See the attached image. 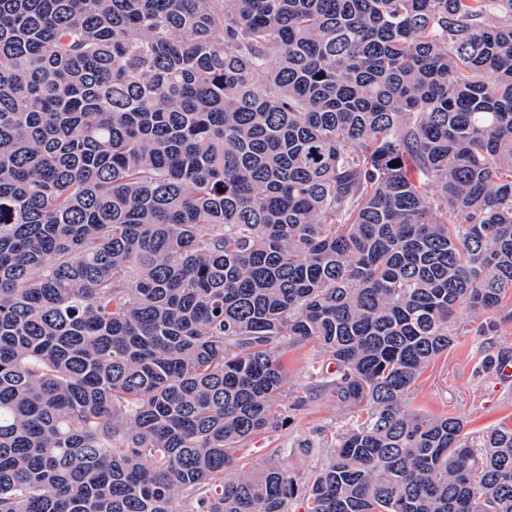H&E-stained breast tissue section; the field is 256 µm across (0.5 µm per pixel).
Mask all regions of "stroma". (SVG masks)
I'll list each match as a JSON object with an SVG mask.
<instances>
[{
    "instance_id": "obj_1",
    "label": "stroma",
    "mask_w": 512,
    "mask_h": 512,
    "mask_svg": "<svg viewBox=\"0 0 512 512\" xmlns=\"http://www.w3.org/2000/svg\"><path fill=\"white\" fill-rule=\"evenodd\" d=\"M453 324L457 332L453 346L411 388L409 408L462 418L473 433L512 420V378L482 367L487 354L502 348L512 351V318L500 314L494 330L485 336L468 310H458ZM316 356L309 343L289 348L284 357L288 390L274 406L278 425L255 439L244 460L246 469L258 472L276 465L299 481H308L324 455L304 453L301 442L331 445L341 429L355 422V413L317 388L311 377Z\"/></svg>"
}]
</instances>
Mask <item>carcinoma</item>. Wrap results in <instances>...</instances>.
Here are the masks:
<instances>
[{"label":"carcinoma","mask_w":512,"mask_h":512,"mask_svg":"<svg viewBox=\"0 0 512 512\" xmlns=\"http://www.w3.org/2000/svg\"><path fill=\"white\" fill-rule=\"evenodd\" d=\"M506 300L512 0H0V512H512V423L405 404ZM317 357L311 343L288 348L284 357L288 371V392L275 403L274 409L279 424L269 433L258 436L250 446L246 458L240 462L258 472L276 465L307 482L324 460V451L307 454L298 444L312 441L330 446L335 442L336 433L350 426L357 419L356 414L340 406L329 392L316 388L317 381L311 378ZM303 397L304 403L297 410L289 407Z\"/></svg>","instance_id":"carcinoma-1"}]
</instances>
